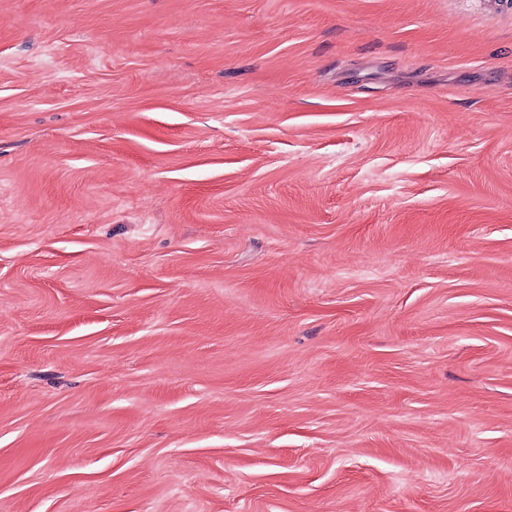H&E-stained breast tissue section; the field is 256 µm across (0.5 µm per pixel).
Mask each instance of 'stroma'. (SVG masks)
<instances>
[{
    "instance_id": "stroma-1",
    "label": "stroma",
    "mask_w": 512,
    "mask_h": 512,
    "mask_svg": "<svg viewBox=\"0 0 512 512\" xmlns=\"http://www.w3.org/2000/svg\"><path fill=\"white\" fill-rule=\"evenodd\" d=\"M0 512H512V0H0Z\"/></svg>"
}]
</instances>
